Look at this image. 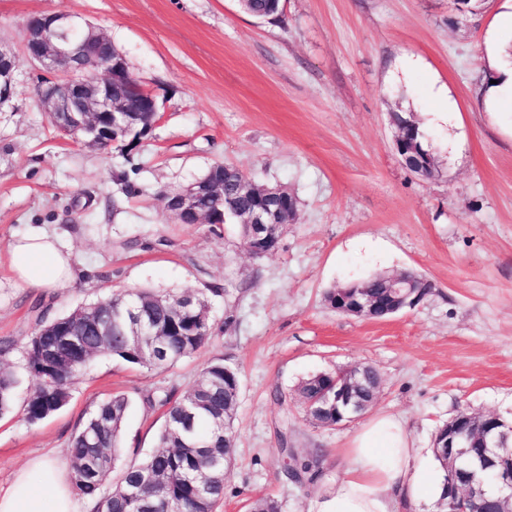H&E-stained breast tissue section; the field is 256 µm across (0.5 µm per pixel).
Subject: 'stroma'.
I'll use <instances>...</instances> for the list:
<instances>
[{"label":"stroma","instance_id":"stroma-1","mask_svg":"<svg viewBox=\"0 0 512 512\" xmlns=\"http://www.w3.org/2000/svg\"><path fill=\"white\" fill-rule=\"evenodd\" d=\"M505 0H281L260 21L239 0H0V42L19 46L36 13L104 30L160 120L139 143L108 151L59 132L16 59L17 91L0 106V341L22 348L40 321L111 292L149 287L210 295L211 339L161 369L96 358L67 404L37 424L0 417V486L29 461L66 460L97 404L130 397L119 466L151 455L165 409L146 392L188 391L223 358L240 376L237 436L218 512L270 498L309 512L343 471L358 421L309 422L294 389L317 372L377 368L373 410L404 417L415 447L459 411L512 424V107L486 108L491 38ZM419 124L434 176L410 172L395 116ZM225 162L298 199L275 253L255 259L237 226L180 224L165 189ZM40 226L71 249L75 278L16 284L6 249ZM414 271L433 289L385 320L341 315L326 289L374 273ZM320 454L321 476L296 483L286 455Z\"/></svg>","mask_w":512,"mask_h":512}]
</instances>
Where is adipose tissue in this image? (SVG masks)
<instances>
[{
	"mask_svg": "<svg viewBox=\"0 0 512 512\" xmlns=\"http://www.w3.org/2000/svg\"><path fill=\"white\" fill-rule=\"evenodd\" d=\"M16 281L26 287L55 288L74 278L72 252L39 228L14 237L7 250ZM342 454V474L324 485L312 512H397L398 504H434L445 472L433 455L415 448L405 421L376 414L351 437ZM78 512L77 493L65 467L35 459L8 488H0V512Z\"/></svg>",
	"mask_w": 512,
	"mask_h": 512,
	"instance_id": "ef3b65f1",
	"label": "adipose tissue"
}]
</instances>
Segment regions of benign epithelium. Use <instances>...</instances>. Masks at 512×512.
Instances as JSON below:
<instances>
[{"instance_id":"benign-epithelium-1","label":"benign epithelium","mask_w":512,"mask_h":512,"mask_svg":"<svg viewBox=\"0 0 512 512\" xmlns=\"http://www.w3.org/2000/svg\"><path fill=\"white\" fill-rule=\"evenodd\" d=\"M22 45L27 56L39 66L37 92L42 107L51 116L82 112L86 116L78 129L93 134L89 144L104 148L111 143L99 118L112 121V132L125 133L132 123L147 118L146 129L158 122L160 115L155 97L133 76L124 54L102 30L67 14H37L31 16L22 33ZM15 56L12 50L0 45V106L9 102L16 89ZM221 183L205 179L166 192V211L181 224H222L224 211L217 208L202 212L198 200L216 193ZM238 191L257 195L263 204L239 215V224L250 239H264L269 225L285 223L287 211L281 206L285 190L258 185L243 179ZM390 302L387 307L395 314L411 308L425 298L420 279H404L395 275L390 280ZM337 297L341 311L349 316L368 319L378 303L364 297L360 288H339ZM134 341L138 350L151 358L161 353L151 339L152 326L143 316L129 311ZM365 380L364 369L352 366L336 375L331 388L304 405L312 410L334 411L335 425L349 422L369 406L360 397ZM498 417L474 409L457 413L434 438V451L443 458L449 473L448 503L452 512H480L486 499L483 477L494 482L505 502L503 510L512 509V452L501 456V449L512 441V432L497 431Z\"/></svg>"}]
</instances>
